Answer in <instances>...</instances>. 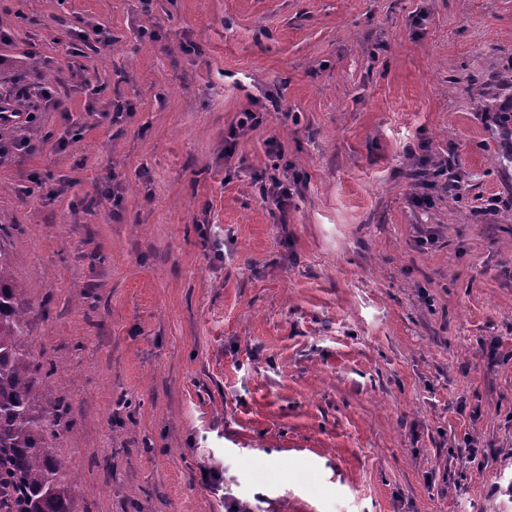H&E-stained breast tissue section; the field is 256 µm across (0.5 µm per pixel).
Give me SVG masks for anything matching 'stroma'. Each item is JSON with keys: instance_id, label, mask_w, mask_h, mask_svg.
I'll use <instances>...</instances> for the list:
<instances>
[{"instance_id": "1", "label": "stroma", "mask_w": 512, "mask_h": 512, "mask_svg": "<svg viewBox=\"0 0 512 512\" xmlns=\"http://www.w3.org/2000/svg\"><path fill=\"white\" fill-rule=\"evenodd\" d=\"M0 31L33 116L0 245L76 512H512V0H0Z\"/></svg>"}]
</instances>
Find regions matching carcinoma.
Returning a JSON list of instances; mask_svg holds the SVG:
<instances>
[{"label": "carcinoma", "mask_w": 512, "mask_h": 512, "mask_svg": "<svg viewBox=\"0 0 512 512\" xmlns=\"http://www.w3.org/2000/svg\"><path fill=\"white\" fill-rule=\"evenodd\" d=\"M13 259L0 246V512H74L75 487L52 441L69 407L40 413L41 387L55 374L32 356L25 328L30 289L12 277Z\"/></svg>", "instance_id": "1"}]
</instances>
